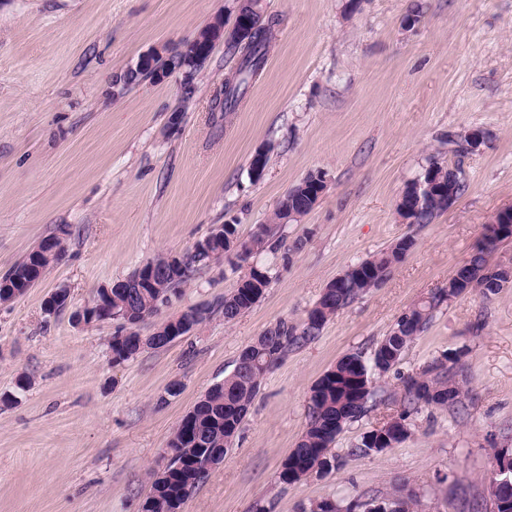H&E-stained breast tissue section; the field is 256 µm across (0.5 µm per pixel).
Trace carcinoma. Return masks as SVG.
<instances>
[{"instance_id":"carcinoma-1","label":"carcinoma","mask_w":512,"mask_h":512,"mask_svg":"<svg viewBox=\"0 0 512 512\" xmlns=\"http://www.w3.org/2000/svg\"><path fill=\"white\" fill-rule=\"evenodd\" d=\"M253 33L245 44H230L228 50L239 55L235 72L224 79L217 107L228 114L235 111L244 98L252 80L260 75L267 62L272 22L265 21L263 13L253 16ZM153 77L150 66L129 68L115 79L125 88ZM446 143L458 161L454 165L432 156L418 176L421 181L434 182L441 191L418 202L410 185H405L397 203L399 215L413 224H430L448 210L449 197L460 198L466 183L459 158L465 156L461 142L453 132L445 135ZM319 199L314 175L290 189L280 202L273 222L259 224L251 235L242 239L237 225L224 224L218 235L210 238L209 253L202 255L187 250L178 269L173 270L162 254L150 260L154 267L153 280L132 275L129 279L112 284L110 293L97 289L100 309L114 311L132 325L141 324L156 315L159 306L190 282L205 268L216 265L228 255L230 244L239 242L242 261L262 252L281 249L278 226L296 222L307 215ZM67 231L42 239L28 253L0 276V303L12 302L33 287V280L44 277L51 266L64 254ZM411 236H404L390 248L374 254L352 266L330 281L320 298L301 322L281 320L247 345L239 355L233 371L215 383L182 417L166 444L167 463L158 473H149L150 489L139 505V512H181L184 501L210 473L205 463L220 464L232 447L233 441L256 398L262 380L283 359L288 349L307 343L317 336L336 311L379 287L391 268L414 247ZM495 249L489 237H484L469 259L458 266L448 278V285L418 302L404 312L391 331L366 354L353 352L342 356L311 387L306 429L296 448L281 463L277 480L282 484L300 483L310 477L324 478L333 468L335 456L331 450L337 435L346 424L363 416L369 405L376 402L380 389L379 379L400 364L405 350L423 332L433 313L443 303L473 291L488 297L502 289L512 287V271L492 265L488 255ZM271 282L269 270L254 266L240 276L233 292L224 296L218 308L229 323L250 310L264 296ZM214 312L210 306L190 307L178 316L159 323L150 336L137 330L123 333L116 328L108 342L112 364L120 365L146 348L159 349L178 336L187 323L198 326ZM455 358L446 355L434 360L415 375L403 379V409L399 422L388 427L375 428L363 436L361 443L351 449L359 455L380 454L403 442L408 436L406 420L424 408L446 409L458 402L461 392L452 383L448 363ZM492 512H504L502 505H512V486L490 483ZM413 499L396 497L391 500L351 502L345 506L331 499L313 503L309 512H411Z\"/></svg>"}]
</instances>
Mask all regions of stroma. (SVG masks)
Returning a JSON list of instances; mask_svg holds the SVG:
<instances>
[{
    "label": "stroma",
    "mask_w": 512,
    "mask_h": 512,
    "mask_svg": "<svg viewBox=\"0 0 512 512\" xmlns=\"http://www.w3.org/2000/svg\"><path fill=\"white\" fill-rule=\"evenodd\" d=\"M237 0H0V274L66 228V254L27 294L0 304V512H137L148 474L164 468L183 415L278 321H298L352 264L410 235L384 283L338 310L319 336L269 372L223 464L181 512H306L325 498L413 491L415 512H467L488 500L497 448H512V288L443 304L381 379L382 403L348 423L323 479L276 475L307 423L311 387L344 354L368 352L414 303L445 287L496 213L512 206V0H263L275 20L264 70L235 112L212 102L238 57L217 43L192 79L174 73L115 85L138 58L174 50ZM420 18L406 25L411 12ZM192 96H185V85ZM182 110L178 126L173 111ZM488 131L467 155V188L433 223L396 205L448 132ZM266 150L253 179L250 162ZM322 170L327 187L279 236L294 250L270 268L264 297L232 322L213 313L161 349L112 364L110 321L79 323L99 287L158 254L183 252L217 225L240 236L268 223L283 197ZM234 256L205 269L139 328L216 306L241 275ZM70 302L48 317L43 302ZM457 353L461 402L407 421L402 443L352 449L401 411L402 378ZM28 378L18 389L19 378ZM179 395L164 398L171 382Z\"/></svg>",
    "instance_id": "1"
}]
</instances>
